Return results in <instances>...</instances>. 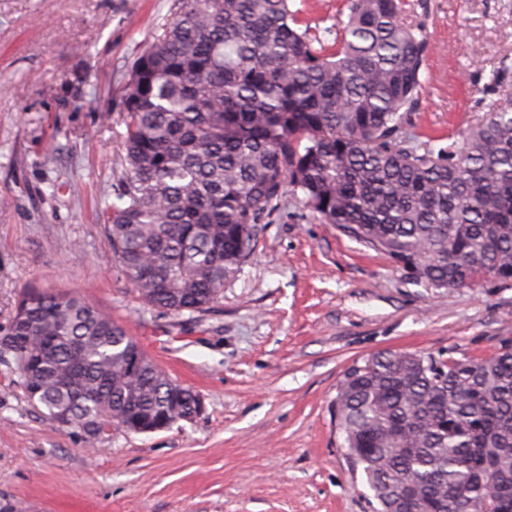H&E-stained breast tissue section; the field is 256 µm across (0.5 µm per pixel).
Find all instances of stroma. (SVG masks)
<instances>
[{"instance_id":"obj_1","label":"stroma","mask_w":512,"mask_h":512,"mask_svg":"<svg viewBox=\"0 0 512 512\" xmlns=\"http://www.w3.org/2000/svg\"><path fill=\"white\" fill-rule=\"evenodd\" d=\"M429 35L411 126L447 145L512 80V0H408ZM175 0H0V326L23 292L89 298L201 414L87 447L0 362V512H373L332 402L393 350L486 357L512 340V286L429 288L286 196L208 310L146 304L98 214L125 173L128 68Z\"/></svg>"}]
</instances>
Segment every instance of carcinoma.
I'll return each mask as SVG.
<instances>
[{
    "instance_id": "carcinoma-1",
    "label": "carcinoma",
    "mask_w": 512,
    "mask_h": 512,
    "mask_svg": "<svg viewBox=\"0 0 512 512\" xmlns=\"http://www.w3.org/2000/svg\"><path fill=\"white\" fill-rule=\"evenodd\" d=\"M128 69L116 201L101 211L144 301L210 308L288 194L430 288L512 284V86L435 147L406 136L426 32L404 0H344L328 44L294 0H177ZM79 341V351L71 343ZM0 359L49 421L90 445L110 428L188 420L197 393L171 380L112 317L63 290H29ZM342 447L377 512H512V343L446 361L380 352L334 400Z\"/></svg>"
}]
</instances>
